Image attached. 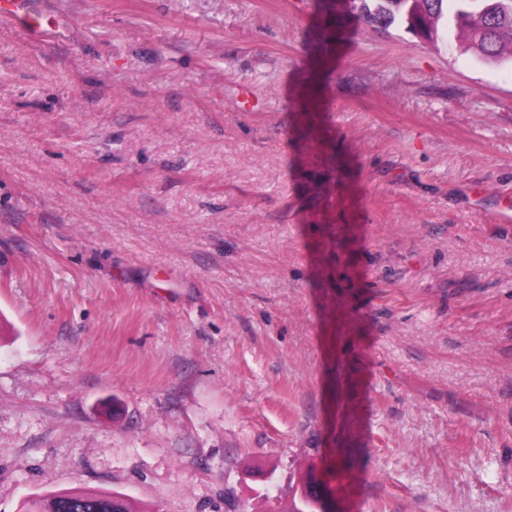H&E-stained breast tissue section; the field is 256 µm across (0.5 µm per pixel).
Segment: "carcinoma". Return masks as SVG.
Returning <instances> with one entry per match:
<instances>
[{
    "instance_id": "cac0c4a2",
    "label": "carcinoma",
    "mask_w": 512,
    "mask_h": 512,
    "mask_svg": "<svg viewBox=\"0 0 512 512\" xmlns=\"http://www.w3.org/2000/svg\"><path fill=\"white\" fill-rule=\"evenodd\" d=\"M354 8L371 26L403 27L434 43L464 32L466 49L488 60L506 52L512 58V0H354ZM305 480L287 512H319L310 488L314 479ZM112 497L106 491L49 492L23 501L19 512H133L125 501L115 506Z\"/></svg>"
}]
</instances>
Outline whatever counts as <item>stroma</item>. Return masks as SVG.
I'll use <instances>...</instances> for the list:
<instances>
[{
	"label": "stroma",
	"mask_w": 512,
	"mask_h": 512,
	"mask_svg": "<svg viewBox=\"0 0 512 512\" xmlns=\"http://www.w3.org/2000/svg\"><path fill=\"white\" fill-rule=\"evenodd\" d=\"M0 22V512H512V60L348 0ZM114 495L118 494L89 490L49 492L43 497L23 501L19 512H133L125 498L120 507L115 506Z\"/></svg>",
	"instance_id": "1"
}]
</instances>
